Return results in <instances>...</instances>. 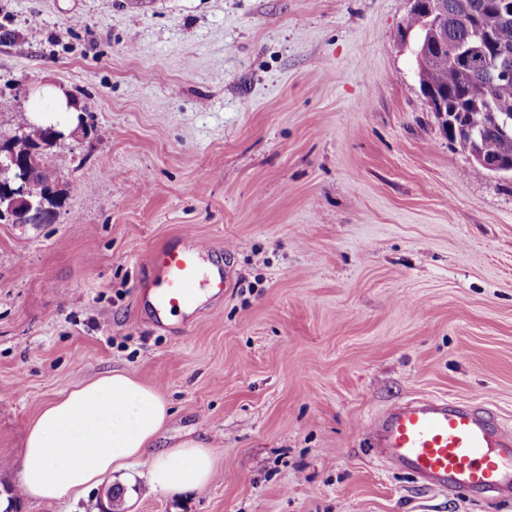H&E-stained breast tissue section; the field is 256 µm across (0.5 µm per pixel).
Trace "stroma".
Instances as JSON below:
<instances>
[{"label": "stroma", "mask_w": 512, "mask_h": 512, "mask_svg": "<svg viewBox=\"0 0 512 512\" xmlns=\"http://www.w3.org/2000/svg\"><path fill=\"white\" fill-rule=\"evenodd\" d=\"M411 0H0V137L43 83L88 134L48 163L47 224L0 222V488L42 406L134 375L158 448L207 441L206 488L122 512H512L382 462L365 423L418 397L512 430V176L470 174L420 90ZM191 236L229 273L175 328L145 259Z\"/></svg>", "instance_id": "35a3bbf8"}]
</instances>
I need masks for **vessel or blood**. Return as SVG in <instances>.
<instances>
[{"label":"vessel or blood","instance_id":"b4317fda","mask_svg":"<svg viewBox=\"0 0 512 512\" xmlns=\"http://www.w3.org/2000/svg\"><path fill=\"white\" fill-rule=\"evenodd\" d=\"M209 251L207 244L189 239L182 247L161 246L148 253L146 262L162 286L148 301L154 314L194 307L203 288L223 295L227 276L201 264ZM364 432L385 462L449 496L478 491L497 501L512 495V432L453 400L439 397L395 406L371 418Z\"/></svg>","mask_w":512,"mask_h":512}]
</instances>
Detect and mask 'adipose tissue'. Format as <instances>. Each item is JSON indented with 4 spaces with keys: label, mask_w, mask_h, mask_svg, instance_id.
<instances>
[{
    "label": "adipose tissue",
    "mask_w": 512,
    "mask_h": 512,
    "mask_svg": "<svg viewBox=\"0 0 512 512\" xmlns=\"http://www.w3.org/2000/svg\"><path fill=\"white\" fill-rule=\"evenodd\" d=\"M31 111L36 125L59 128L79 105L64 89L46 83L37 88ZM170 415L154 387L126 373L109 372L83 383L50 401L29 428L22 454L24 494L40 501H75L137 462L146 464L152 492L206 488L221 465L213 448L194 439L155 447Z\"/></svg>",
    "instance_id": "1"
}]
</instances>
